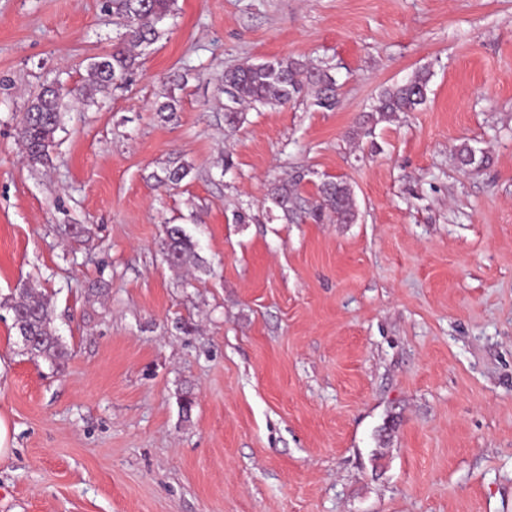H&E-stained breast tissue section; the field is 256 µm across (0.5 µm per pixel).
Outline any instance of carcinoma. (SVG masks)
I'll list each match as a JSON object with an SVG mask.
<instances>
[{"mask_svg": "<svg viewBox=\"0 0 512 512\" xmlns=\"http://www.w3.org/2000/svg\"><path fill=\"white\" fill-rule=\"evenodd\" d=\"M175 0H112L115 13L121 15L125 32L112 52L97 57L88 71V82L81 87L87 98L111 86L128 84L138 65L137 48L147 49L160 37L159 24L173 11ZM223 90L230 105L225 110L229 125L240 122L242 107L261 105L285 107L306 97L324 110L336 107L337 81L328 68H322L293 57L250 63L224 70ZM430 73L422 71L403 83L384 88L373 109L364 115L359 132L369 135L377 124L398 112H415L427 101ZM63 104L52 86L41 88L31 95L26 111L19 122V138L26 156L33 164H45L55 145L56 133L62 129ZM190 173L184 165L166 172L159 183L180 184ZM298 175L273 183L267 200L282 212L285 220L304 215L319 223L325 213L336 216V222L347 224L357 212L354 194L349 183L341 178L322 180L316 200L309 207L298 205ZM165 255L173 267H180L197 258L196 242L179 225L165 230ZM12 311L14 328L27 352L59 367L68 356L67 345L57 335L48 300L31 288H23L18 296L5 301Z\"/></svg>", "mask_w": 512, "mask_h": 512, "instance_id": "1", "label": "carcinoma"}]
</instances>
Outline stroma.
Segmentation results:
<instances>
[{"label": "stroma", "mask_w": 512, "mask_h": 512, "mask_svg": "<svg viewBox=\"0 0 512 512\" xmlns=\"http://www.w3.org/2000/svg\"><path fill=\"white\" fill-rule=\"evenodd\" d=\"M162 29L85 101L119 18L0 0V300L44 293L71 351L31 358L0 307V512H512V0H177ZM273 57L331 65L335 110L230 128L219 75ZM425 68L427 103L357 137ZM50 83L64 129L33 166ZM299 173L307 200L346 180L358 220H269ZM169 224L198 262H165ZM63 104L54 86L42 87L31 95L19 122V138L26 156L33 164H46L55 145L56 133L62 129Z\"/></svg>", "instance_id": "obj_1"}]
</instances>
